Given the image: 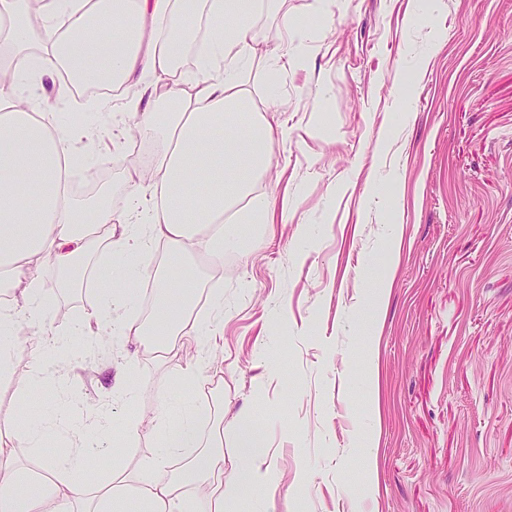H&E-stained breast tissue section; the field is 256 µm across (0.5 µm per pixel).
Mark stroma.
<instances>
[{"label": "stroma", "mask_w": 512, "mask_h": 512, "mask_svg": "<svg viewBox=\"0 0 512 512\" xmlns=\"http://www.w3.org/2000/svg\"><path fill=\"white\" fill-rule=\"evenodd\" d=\"M300 26L295 63L256 66L288 126L257 184L291 220L224 255V424H255L268 466L230 512H512V0H275L274 43ZM99 183L122 206L126 152L98 138ZM157 248L129 282L137 314L166 272ZM61 328L97 304L45 267ZM47 415L79 426L109 375L140 394L208 406L184 380L196 351L88 359L70 337Z\"/></svg>", "instance_id": "35a3bbf8"}]
</instances>
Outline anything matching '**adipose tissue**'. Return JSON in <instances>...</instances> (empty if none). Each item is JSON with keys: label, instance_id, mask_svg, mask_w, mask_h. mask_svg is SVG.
<instances>
[{"label": "adipose tissue", "instance_id": "ef3b65f1", "mask_svg": "<svg viewBox=\"0 0 512 512\" xmlns=\"http://www.w3.org/2000/svg\"><path fill=\"white\" fill-rule=\"evenodd\" d=\"M260 0H45L39 28L42 47L25 63L29 0H0V376L13 380L21 395L33 392L48 366L66 380L69 361L57 330L50 327L51 305L42 289V269L51 265L64 285L90 283L98 289L89 317L71 322L72 335L96 325L98 336H122L138 346L164 341L166 350L188 351L217 345L224 333V295L213 293L209 318L197 325L188 317L198 276L190 261L203 259L208 271L224 266V250L236 246L255 224H284L287 210L255 190L257 176L273 160L276 143L288 130L274 124L254 100L244 75L257 61L282 69L294 42L280 33L266 55L255 20ZM209 20L204 58L183 71L178 61L200 17ZM124 87L135 132L159 135L163 145L149 162L150 176L129 177L124 204L103 201L83 210L70 189L79 142L100 123L111 104L101 98L70 123L60 113L26 100L33 87L68 101L78 85L103 81ZM166 243L179 275H163L151 319L131 314L135 301L127 283L131 272L156 243ZM26 323L32 360L18 367L12 338ZM197 405L161 399L151 430L161 433L158 449L129 470L120 463L127 444L140 433L134 419L111 428L105 415L96 427L111 430L118 465L88 490L76 477L84 456L98 442L74 433L72 453L43 459L38 483L19 480L12 447L42 449L45 417L21 405L0 430V512H224L259 482L251 448L258 440L250 419L232 433L245 451L246 480L224 481V405L211 411L209 440L197 428ZM182 459L180 474L171 463Z\"/></svg>", "mask_w": 512, "mask_h": 512}]
</instances>
